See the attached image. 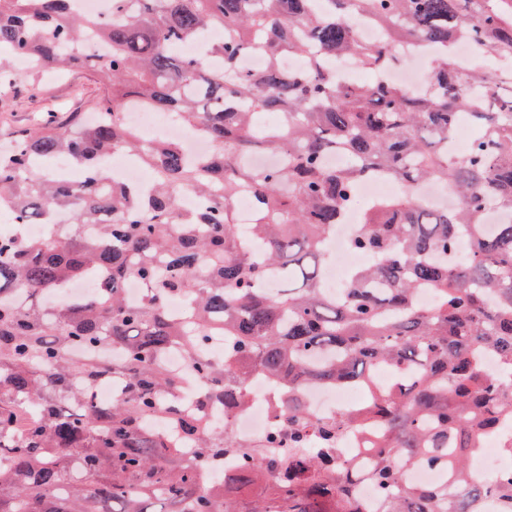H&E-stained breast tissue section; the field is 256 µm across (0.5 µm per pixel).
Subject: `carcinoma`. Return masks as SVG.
<instances>
[{
  "label": "carcinoma",
  "mask_w": 512,
  "mask_h": 512,
  "mask_svg": "<svg viewBox=\"0 0 512 512\" xmlns=\"http://www.w3.org/2000/svg\"><path fill=\"white\" fill-rule=\"evenodd\" d=\"M128 2L91 16L69 0H0V50L28 57L34 76L81 65L102 90L96 111H46L0 152V215L11 225L0 230V512H350L357 473L339 464L336 436L357 416L313 419L291 402L285 430L267 440L288 443V457L242 447L184 412L175 353L226 404L255 371L292 393L388 365L403 377L371 406L386 439L369 471L384 512H478L489 495L512 499V471L493 485L467 482L475 435L512 418L499 379L480 365L489 350L512 367V0H324L320 12L312 0H135L133 11ZM357 17L382 39L358 40ZM215 26L224 40L208 44ZM91 34L106 54L60 55ZM185 42L204 44V55L174 52ZM404 42L436 51L423 91L342 84L325 67L337 58L376 70ZM460 43L472 45L465 67ZM249 48L267 58L259 75L236 70ZM290 55L305 77L283 66ZM11 92L0 56V98ZM132 105L175 115L212 155L189 159L177 143L143 139L125 122ZM263 111L280 125L257 124ZM464 122L481 134L459 155L448 141ZM115 150L151 171L149 194L113 180L103 159ZM337 151L348 166L326 165ZM260 152L283 164L251 166ZM62 154L80 180L54 179L47 163ZM368 178L403 188L370 203L351 241L380 262L353 271L341 298L326 296L321 238ZM430 183L457 206L428 208ZM185 191L204 208L181 209ZM243 195L251 224L237 220ZM60 210L72 215L68 233L26 236L25 225ZM463 232L468 254L450 264ZM268 273L281 280L273 295L256 288ZM131 276L152 290L138 304L121 288ZM86 280L95 293L63 295ZM423 290L435 295L429 308L415 302ZM172 299L188 303L187 318L170 315ZM217 325L222 363L207 351ZM110 349L120 357L104 356ZM111 373L124 395L91 404L89 387ZM153 421L178 427L204 461L236 455L230 489L219 494L188 470ZM418 461L451 470L458 497L405 483Z\"/></svg>",
  "instance_id": "cac0c4a2"
}]
</instances>
